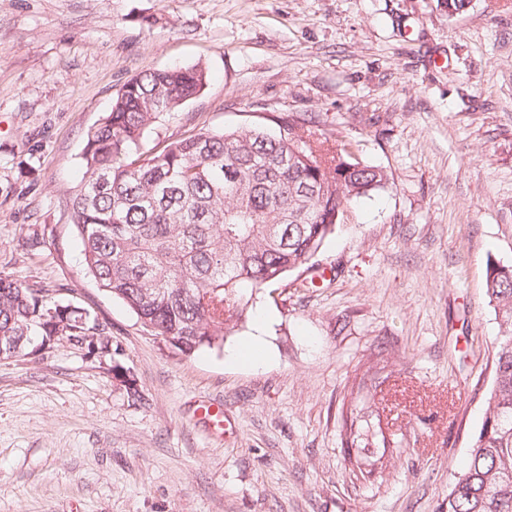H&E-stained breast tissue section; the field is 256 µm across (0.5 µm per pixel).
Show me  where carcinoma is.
I'll return each mask as SVG.
<instances>
[{
    "instance_id": "cac0c4a2",
    "label": "carcinoma",
    "mask_w": 512,
    "mask_h": 512,
    "mask_svg": "<svg viewBox=\"0 0 512 512\" xmlns=\"http://www.w3.org/2000/svg\"><path fill=\"white\" fill-rule=\"evenodd\" d=\"M202 68L146 69L86 133L81 182L66 199L84 270L151 335L190 355L219 348L250 298L314 266L353 203L387 174L320 129L317 113L203 126L149 146L157 124L204 90ZM486 297L499 336L485 417L445 512H512V264L488 261ZM109 349L107 327L0 274V351L41 357L71 333Z\"/></svg>"
}]
</instances>
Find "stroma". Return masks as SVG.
<instances>
[{
  "label": "stroma",
  "instance_id": "35a3bbf8",
  "mask_svg": "<svg viewBox=\"0 0 512 512\" xmlns=\"http://www.w3.org/2000/svg\"><path fill=\"white\" fill-rule=\"evenodd\" d=\"M192 65L207 85L157 140L315 112L388 182L323 278L185 356L85 275L65 198L123 84ZM491 259L512 264V0H0V274L112 340L0 357V512H442L492 384ZM256 334L258 368L233 358Z\"/></svg>",
  "mask_w": 512,
  "mask_h": 512
}]
</instances>
